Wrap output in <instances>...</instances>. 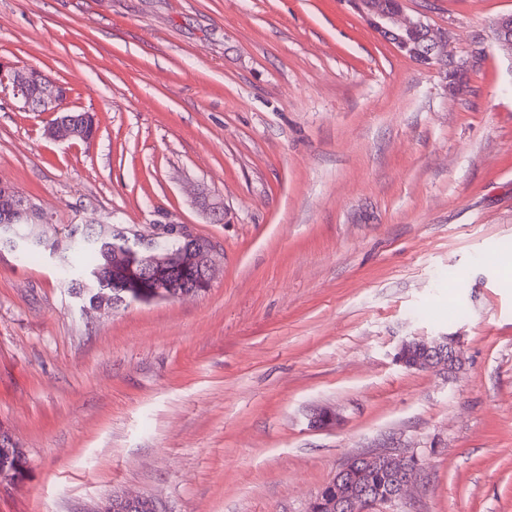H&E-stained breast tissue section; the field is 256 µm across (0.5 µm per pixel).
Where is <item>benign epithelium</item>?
<instances>
[{
	"instance_id": "1",
	"label": "benign epithelium",
	"mask_w": 512,
	"mask_h": 512,
	"mask_svg": "<svg viewBox=\"0 0 512 512\" xmlns=\"http://www.w3.org/2000/svg\"><path fill=\"white\" fill-rule=\"evenodd\" d=\"M348 5L359 14L367 25L397 51L405 53L410 46L409 35L422 33L428 41L426 48L416 47L411 54L422 66L433 67L445 63L446 37L420 17L407 14L404 7L395 10H380L373 0H347ZM498 44L512 51V16L500 17L496 22ZM9 81L15 98L29 112H52L56 119L47 127V137L54 140H87L89 128L96 126L94 116L67 112L68 91L66 87L41 70L34 67L14 68L6 74L0 69V85ZM51 216L38 207L30 198L20 193L9 183L0 181V248L8 247L21 253L43 243L44 238L36 234H21L19 224H48ZM122 237H135L138 249L120 257L121 265L132 269H152L158 276L156 287L151 290L152 300H172L189 294L164 279L170 267L177 264L189 267L198 262L201 276L213 282L223 251L213 240L196 234L188 224H159L144 232L134 227L102 225L99 241H107L110 233ZM461 359V344L455 336H435L430 339L413 337L404 340L397 353V361L409 369H431L436 366L453 370ZM361 464L370 472L378 469L394 478L389 488L387 503L395 505L403 501L408 489L420 478L418 460L396 452L383 454H361L356 462H348L327 482L311 504V512H370L375 506L373 496L364 486H352L343 476L353 464Z\"/></svg>"
}]
</instances>
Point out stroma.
I'll list each match as a JSON object with an SVG mask.
<instances>
[{
	"label": "stroma",
	"instance_id": "stroma-1",
	"mask_svg": "<svg viewBox=\"0 0 512 512\" xmlns=\"http://www.w3.org/2000/svg\"><path fill=\"white\" fill-rule=\"evenodd\" d=\"M404 6L461 87L346 0H0V66L98 122L49 139L0 88V180L47 234L188 224L224 253L205 294L99 311L0 251V427L28 461L0 512H309L386 448L421 479L375 512H512V0ZM445 334L454 371L396 361Z\"/></svg>",
	"mask_w": 512,
	"mask_h": 512
}]
</instances>
